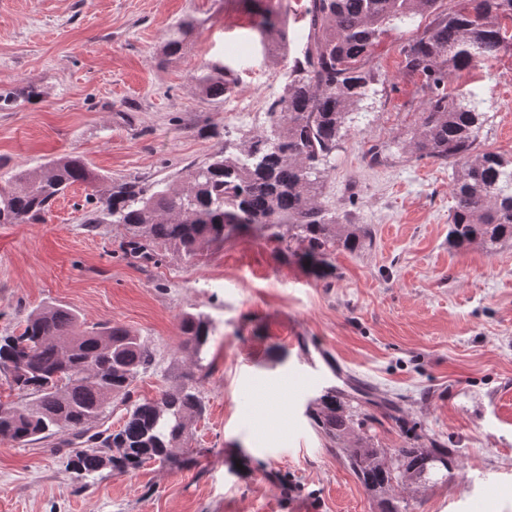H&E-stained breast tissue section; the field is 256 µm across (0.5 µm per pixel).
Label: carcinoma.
Wrapping results in <instances>:
<instances>
[{"label": "carcinoma", "mask_w": 512, "mask_h": 512, "mask_svg": "<svg viewBox=\"0 0 512 512\" xmlns=\"http://www.w3.org/2000/svg\"><path fill=\"white\" fill-rule=\"evenodd\" d=\"M417 17L431 21L402 49L404 68L423 77L428 99L417 132L403 150L417 158L451 162L452 199L448 238L457 248L479 242L494 250L512 240V158L479 150L485 99L469 90L447 91L452 75L490 61L509 43L512 0H309L306 44L292 60L284 93L269 106V130L247 132L236 153L216 154L193 166L183 187L173 189L125 181L110 187L102 204L86 212V224H122L130 236L125 250L149 258L156 244L174 247L188 259L244 229L288 238V252L315 276L331 275V255L365 243L359 229L338 222L319 202L325 166L341 148L342 130L363 110L371 85L372 50L391 27ZM199 22L185 20L165 35L167 55L180 53ZM211 100L224 97V66L208 63L198 77ZM98 176L78 156L46 163L34 175L16 171L0 187V224H36L68 186ZM288 226V235L280 232ZM184 348L202 360L215 327L203 314L180 319ZM76 377H58L64 363ZM154 364L146 342L120 325L84 328L78 315L49 305L28 315L18 334L0 336V372L18 391L34 396L21 407L0 406V438L25 446L60 432L69 435L67 466L80 477L109 468L118 474L147 463H171L189 436L192 416L205 401L193 384L165 390L155 399H132V385ZM125 406L117 431H92L110 405ZM311 418L332 442L367 427L368 416L327 390ZM350 469L369 490L387 494L435 462L448 470V449L398 448L388 452L364 442L347 449Z\"/></svg>", "instance_id": "cac0c4a2"}]
</instances>
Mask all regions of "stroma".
Masks as SVG:
<instances>
[{
	"label": "stroma",
	"instance_id": "stroma-1",
	"mask_svg": "<svg viewBox=\"0 0 512 512\" xmlns=\"http://www.w3.org/2000/svg\"><path fill=\"white\" fill-rule=\"evenodd\" d=\"M307 4L273 0L288 31L276 50L247 0H0V93L15 97L0 104V186L71 155L104 177L71 185L43 223L0 224V335L50 304L88 326L122 325L155 357L134 397L191 380L206 404L187 441L196 462L183 468L84 480L67 467L62 435L24 447L0 439V512H382L307 414L329 388L372 416L376 447L453 449L442 483L399 488L413 512H512V241L453 247L452 164L401 151L423 100L401 55L415 28L382 36L375 92L322 182L321 203L368 233L362 248L337 249L332 278L254 231L196 261L166 246L139 261L124 252V225L84 222L110 182L179 188L191 166L237 144L251 126L228 115L282 94L305 47ZM189 15L202 27L164 58L166 32ZM208 62L233 78L218 101L196 82ZM451 86L481 89L480 147L512 157V51ZM387 144L392 153L370 163L366 151ZM187 313L215 324L199 364L183 347ZM309 359L333 373L291 379Z\"/></svg>",
	"mask_w": 512,
	"mask_h": 512
}]
</instances>
